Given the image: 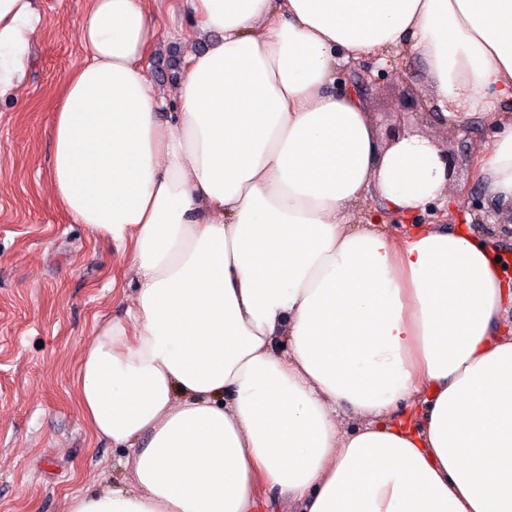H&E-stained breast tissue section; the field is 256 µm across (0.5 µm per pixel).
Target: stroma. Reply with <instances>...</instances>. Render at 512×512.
<instances>
[{
    "label": "stroma",
    "instance_id": "1",
    "mask_svg": "<svg viewBox=\"0 0 512 512\" xmlns=\"http://www.w3.org/2000/svg\"><path fill=\"white\" fill-rule=\"evenodd\" d=\"M34 4L42 24L31 65L20 85L0 96V512H67L70 496L85 489L131 487L124 451L89 434L71 377L94 325L123 315L133 289L114 244L51 201L49 128L63 81L87 58L79 38L87 0ZM151 8L156 26L144 66L169 92L183 71L168 60L185 59L184 36L195 22L181 0H153ZM365 64L372 79L363 100L384 133L423 85L424 68L409 56ZM411 123L453 154L454 180L481 193L469 167L492 140L484 116L470 118V136L453 140L436 114Z\"/></svg>",
    "mask_w": 512,
    "mask_h": 512
}]
</instances>
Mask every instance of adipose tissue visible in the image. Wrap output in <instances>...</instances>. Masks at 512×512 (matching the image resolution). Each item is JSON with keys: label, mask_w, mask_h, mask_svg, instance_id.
Instances as JSON below:
<instances>
[{"label": "adipose tissue", "mask_w": 512, "mask_h": 512, "mask_svg": "<svg viewBox=\"0 0 512 512\" xmlns=\"http://www.w3.org/2000/svg\"><path fill=\"white\" fill-rule=\"evenodd\" d=\"M204 50L173 96L141 65L145 0H90L87 61L53 114V200L129 261L124 316L97 323L74 378L130 490L67 512H512V279L468 224L402 240L359 223L368 197L414 220L448 208L437 144L383 142L338 68L406 52L424 107L497 123L471 177L512 209V0H190ZM40 24L0 0V96ZM286 353H278V337ZM364 420L352 433L340 416Z\"/></svg>", "instance_id": "adipose-tissue-1"}]
</instances>
